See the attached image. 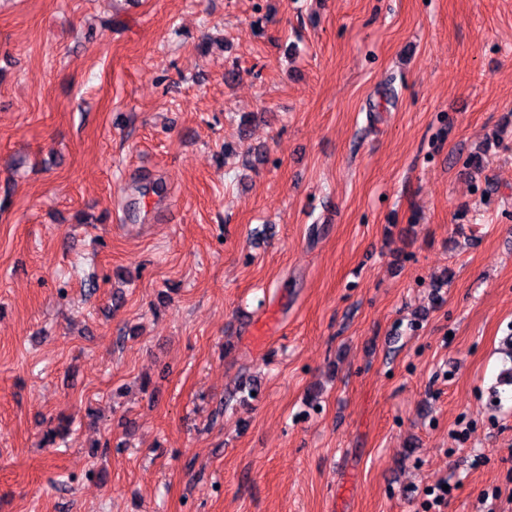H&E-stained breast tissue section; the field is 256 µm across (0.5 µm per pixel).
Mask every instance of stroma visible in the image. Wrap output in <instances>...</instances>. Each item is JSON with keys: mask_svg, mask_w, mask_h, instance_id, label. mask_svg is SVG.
I'll use <instances>...</instances> for the list:
<instances>
[{"mask_svg": "<svg viewBox=\"0 0 512 512\" xmlns=\"http://www.w3.org/2000/svg\"><path fill=\"white\" fill-rule=\"evenodd\" d=\"M511 340L512 0H0V512H512Z\"/></svg>", "mask_w": 512, "mask_h": 512, "instance_id": "stroma-1", "label": "stroma"}]
</instances>
